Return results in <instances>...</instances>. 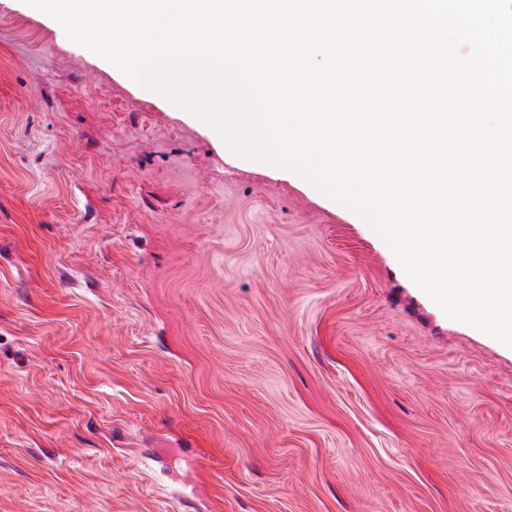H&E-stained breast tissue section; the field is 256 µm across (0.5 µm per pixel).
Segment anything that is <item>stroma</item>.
Listing matches in <instances>:
<instances>
[{
  "label": "stroma",
  "mask_w": 512,
  "mask_h": 512,
  "mask_svg": "<svg viewBox=\"0 0 512 512\" xmlns=\"http://www.w3.org/2000/svg\"><path fill=\"white\" fill-rule=\"evenodd\" d=\"M0 512H512V348L0 0Z\"/></svg>",
  "instance_id": "35a3bbf8"
}]
</instances>
